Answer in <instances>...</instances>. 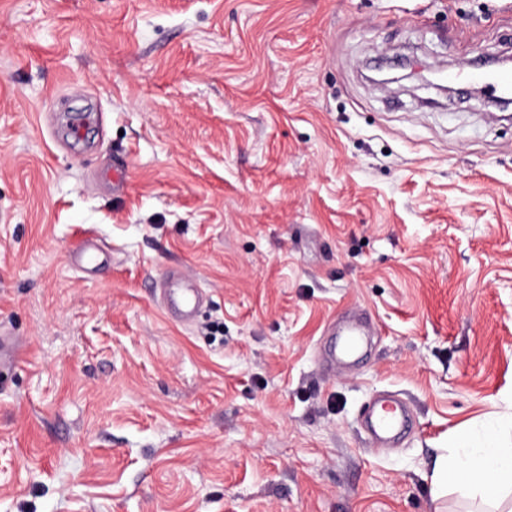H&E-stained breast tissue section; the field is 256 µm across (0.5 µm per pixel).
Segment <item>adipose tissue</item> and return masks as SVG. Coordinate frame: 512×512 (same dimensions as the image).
Masks as SVG:
<instances>
[{
    "mask_svg": "<svg viewBox=\"0 0 512 512\" xmlns=\"http://www.w3.org/2000/svg\"><path fill=\"white\" fill-rule=\"evenodd\" d=\"M432 485L435 497L453 485L485 505V512H512V444L490 431L459 433L449 459L434 470Z\"/></svg>",
    "mask_w": 512,
    "mask_h": 512,
    "instance_id": "1",
    "label": "adipose tissue"
}]
</instances>
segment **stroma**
<instances>
[{
    "instance_id": "1",
    "label": "stroma",
    "mask_w": 512,
    "mask_h": 512,
    "mask_svg": "<svg viewBox=\"0 0 512 512\" xmlns=\"http://www.w3.org/2000/svg\"><path fill=\"white\" fill-rule=\"evenodd\" d=\"M510 53L512 0H0V512H468L431 473L512 423V122L365 65ZM164 279L163 303L168 306V311L175 309L185 324L191 322L202 304V292L199 288L184 287L181 272L170 271Z\"/></svg>"
}]
</instances>
